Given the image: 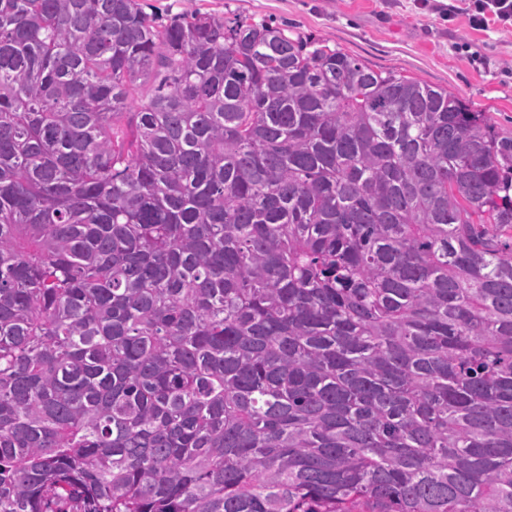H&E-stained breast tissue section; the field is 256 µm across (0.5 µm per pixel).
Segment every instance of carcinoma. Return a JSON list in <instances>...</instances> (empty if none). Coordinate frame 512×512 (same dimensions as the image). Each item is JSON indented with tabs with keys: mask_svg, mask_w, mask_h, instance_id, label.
<instances>
[{
	"mask_svg": "<svg viewBox=\"0 0 512 512\" xmlns=\"http://www.w3.org/2000/svg\"><path fill=\"white\" fill-rule=\"evenodd\" d=\"M0 512H512V134L270 20L0 0Z\"/></svg>",
	"mask_w": 512,
	"mask_h": 512,
	"instance_id": "carcinoma-1",
	"label": "carcinoma"
}]
</instances>
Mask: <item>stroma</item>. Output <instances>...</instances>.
<instances>
[{"mask_svg": "<svg viewBox=\"0 0 512 512\" xmlns=\"http://www.w3.org/2000/svg\"><path fill=\"white\" fill-rule=\"evenodd\" d=\"M162 19L195 11L271 20L339 46L374 70L445 88L512 131V29L448 21V0H142Z\"/></svg>", "mask_w": 512, "mask_h": 512, "instance_id": "35a3bbf8", "label": "stroma"}]
</instances>
